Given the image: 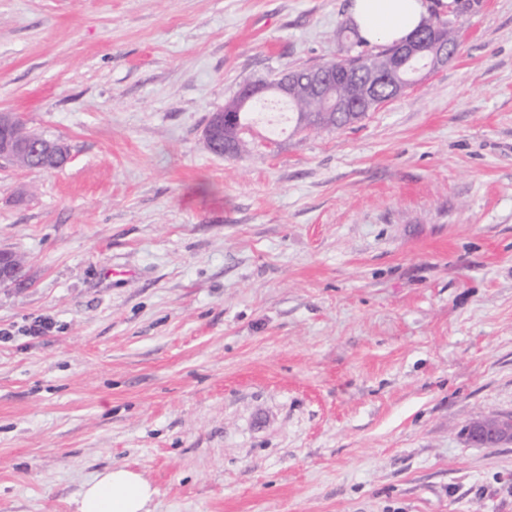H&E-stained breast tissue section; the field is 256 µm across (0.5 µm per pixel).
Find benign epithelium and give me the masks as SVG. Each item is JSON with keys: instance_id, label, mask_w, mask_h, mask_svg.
I'll list each match as a JSON object with an SVG mask.
<instances>
[{"instance_id": "obj_1", "label": "benign epithelium", "mask_w": 512, "mask_h": 512, "mask_svg": "<svg viewBox=\"0 0 512 512\" xmlns=\"http://www.w3.org/2000/svg\"><path fill=\"white\" fill-rule=\"evenodd\" d=\"M435 41V34L419 31L409 39L396 46L393 67L380 72L371 80L361 82L346 74L334 75L328 71L315 68L309 73L310 89L322 97L327 103V109L341 107L351 111L357 106L374 97L376 87L387 85L403 93L409 86L404 77V70L415 59L422 56L425 46ZM458 51V44L446 42L438 48L434 57L433 67H442L448 64ZM294 81L292 72L287 71L276 81L272 87L262 84L245 85L241 88L239 98L242 108L251 107L260 100L271 96L281 99L290 98V87ZM348 87V94L336 98V87ZM238 122L235 114L218 111L212 113L205 129V139L209 149L222 156H231L236 153V146L224 139V128L229 123ZM32 153L39 154L50 161L66 162L68 155L64 147L56 141L31 134L26 131L22 120L14 113L0 112V159L12 161L21 156ZM22 282L14 265L11 252L0 250V285H17ZM467 441L475 446H498L512 443V414H493L470 421L465 428Z\"/></svg>"}]
</instances>
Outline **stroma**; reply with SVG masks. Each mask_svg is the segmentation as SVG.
<instances>
[{
	"instance_id": "obj_1",
	"label": "stroma",
	"mask_w": 512,
	"mask_h": 512,
	"mask_svg": "<svg viewBox=\"0 0 512 512\" xmlns=\"http://www.w3.org/2000/svg\"><path fill=\"white\" fill-rule=\"evenodd\" d=\"M351 0H0V512L116 465L153 512H512V0L360 121L204 130L346 55ZM45 322L34 334L35 322ZM239 109V102L236 99L229 101L224 105V109L218 112L212 113L209 123L205 129V139L209 149L217 154L222 156H231L240 153L245 146V142H243L238 134V129L236 126L226 127L229 123H236L240 120L241 124L249 125L251 121L252 115L258 114V112H254L255 109H251L244 112H237ZM226 111V112H224ZM233 112V113H230ZM238 115V118L235 117V114ZM226 127V128H225ZM225 128V135H224ZM228 142H232L233 144H229ZM236 153V154H235ZM32 153H38L46 160L59 161L60 166L68 159L61 144L27 132L22 120L16 114L0 112V159L12 161ZM15 162L29 169L46 170L41 168L40 159L33 156L17 159ZM465 436L471 445L498 446L512 443V414H493L470 421Z\"/></svg>"
}]
</instances>
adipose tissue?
I'll return each mask as SVG.
<instances>
[{
	"mask_svg": "<svg viewBox=\"0 0 512 512\" xmlns=\"http://www.w3.org/2000/svg\"><path fill=\"white\" fill-rule=\"evenodd\" d=\"M358 34L367 43H397L412 35L427 16L426 0H352ZM158 491L140 473L122 466L86 481L76 512H151Z\"/></svg>",
	"mask_w": 512,
	"mask_h": 512,
	"instance_id": "obj_1",
	"label": "adipose tissue"
}]
</instances>
